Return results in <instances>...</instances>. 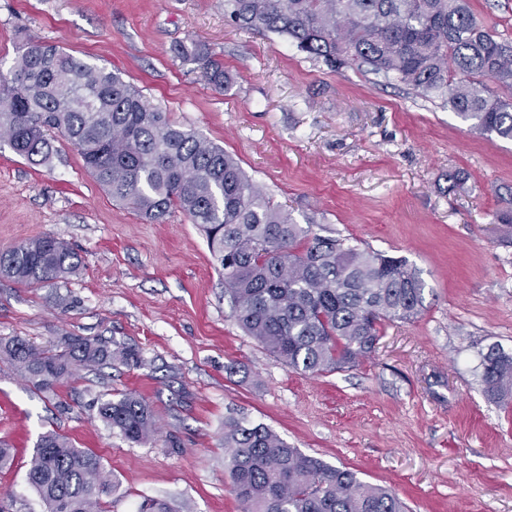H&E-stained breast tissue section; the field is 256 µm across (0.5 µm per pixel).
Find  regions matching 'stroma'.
<instances>
[{
    "label": "stroma",
    "mask_w": 512,
    "mask_h": 512,
    "mask_svg": "<svg viewBox=\"0 0 512 512\" xmlns=\"http://www.w3.org/2000/svg\"><path fill=\"white\" fill-rule=\"evenodd\" d=\"M469 3L486 29L512 37V0ZM21 31L120 71L238 158L297 223L407 259L425 290L421 316L385 324L355 366L293 371L237 326L206 238L180 210L146 223L63 137L40 166L0 144V250L50 234L82 260L54 287L0 279V339L100 338L143 360L41 392L0 362L10 512H45L26 472L51 430L99 456L115 485L106 512H137L146 498L173 512H238L224 471V419L235 412L412 512H512V407L488 400L477 370L490 344L512 353V232L493 221L512 199V141L471 133L440 103L356 67L329 70L288 38L240 30L224 0H0V77ZM193 41L223 60L229 86L206 85L177 56ZM125 391L155 410L148 443L98 417V397Z\"/></svg>",
    "instance_id": "obj_1"
}]
</instances>
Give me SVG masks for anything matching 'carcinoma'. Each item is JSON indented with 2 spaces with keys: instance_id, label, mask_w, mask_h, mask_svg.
I'll return each instance as SVG.
<instances>
[{
  "instance_id": "carcinoma-1",
  "label": "carcinoma",
  "mask_w": 512,
  "mask_h": 512,
  "mask_svg": "<svg viewBox=\"0 0 512 512\" xmlns=\"http://www.w3.org/2000/svg\"><path fill=\"white\" fill-rule=\"evenodd\" d=\"M224 16L244 31L285 36L330 69L355 65L439 99L475 132L512 141V102L491 90L512 89V42L487 31L468 0H224ZM177 53L208 85L228 83L205 45ZM56 132L112 199L150 222L178 209L202 228L236 323L294 371L350 368L375 350L383 322H410L424 310L423 282L406 260L312 233L236 158L176 124L120 73L22 33L10 77L0 80V140L41 165ZM80 265L49 234L0 252V277L26 287L54 285ZM0 358L39 391L88 368L140 366L132 347L72 336L59 350L0 340ZM480 367L484 395L511 403L512 355L494 344ZM98 415L132 443L156 430L152 406L132 392L101 401ZM224 469L239 512H408L396 493L243 416L224 419ZM27 479L47 512H103L113 489L99 457L55 431L37 439Z\"/></svg>"
}]
</instances>
